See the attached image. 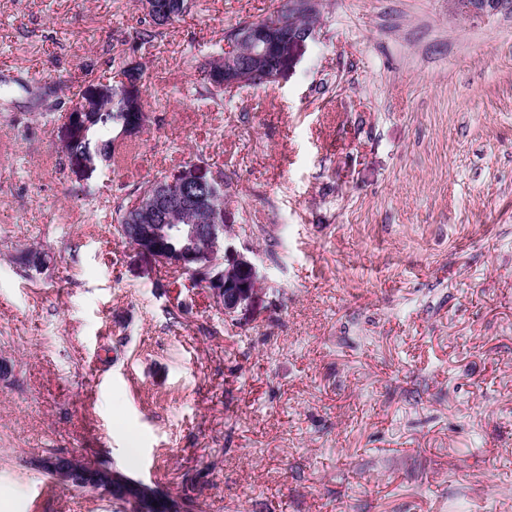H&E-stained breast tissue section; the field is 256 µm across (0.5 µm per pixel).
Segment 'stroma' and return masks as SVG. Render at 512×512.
<instances>
[{"label": "stroma", "instance_id": "stroma-1", "mask_svg": "<svg viewBox=\"0 0 512 512\" xmlns=\"http://www.w3.org/2000/svg\"><path fill=\"white\" fill-rule=\"evenodd\" d=\"M283 0H0V512H121L27 460L81 455L194 512H512V11L320 0L279 83L197 101L226 29ZM140 63L126 164L57 133ZM223 169L255 310L119 237L127 195ZM46 254L41 272L20 261ZM145 10L149 20L145 26L136 31L135 39L141 43H147L154 40L162 34V30L169 25H173L183 19L190 11L192 0H158L159 10L157 16L151 15L157 10L155 0H146Z\"/></svg>", "mask_w": 512, "mask_h": 512}]
</instances>
